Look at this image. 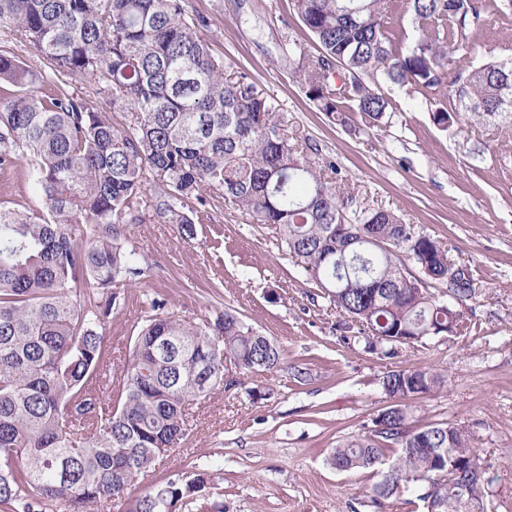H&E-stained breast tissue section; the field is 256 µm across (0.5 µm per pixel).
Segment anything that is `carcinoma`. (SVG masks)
Here are the masks:
<instances>
[{"instance_id":"1","label":"carcinoma","mask_w":512,"mask_h":512,"mask_svg":"<svg viewBox=\"0 0 512 512\" xmlns=\"http://www.w3.org/2000/svg\"><path fill=\"white\" fill-rule=\"evenodd\" d=\"M416 35L389 26V0H292L316 52L285 36L292 78L324 114L373 129L401 111L390 86L437 104L447 129L466 117L512 128V59H484L482 12L512 0H406ZM6 25L49 64L39 78L0 54V82L19 93L0 105V171L24 166L43 197L39 213L0 206V512H104L135 478L190 433L186 409L224 387V357L242 374L281 366L280 346L226 312L176 319L154 299L117 380H101L103 327L117 285L148 276L127 225L146 218L196 235L189 204L227 201L274 230L293 264L357 324L383 355L400 338L458 329L471 278L448 281V251L395 211L361 201L335 161L293 126L280 102L214 56L198 34L207 18L186 0H0ZM90 76L135 118L117 125L66 90ZM48 85L40 92L33 85ZM154 195L145 201L143 187ZM444 375L404 367L382 379L396 402L393 430H370L335 448L338 470L384 465L376 507L417 484L436 512H487L484 482L436 476L434 458L397 427L425 431L436 448L480 460L466 426L420 423L413 403ZM205 471L186 472L134 499L128 512H224L204 493Z\"/></svg>"}]
</instances>
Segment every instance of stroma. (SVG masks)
Segmentation results:
<instances>
[{"mask_svg": "<svg viewBox=\"0 0 512 512\" xmlns=\"http://www.w3.org/2000/svg\"><path fill=\"white\" fill-rule=\"evenodd\" d=\"M186 5L208 18L200 35L212 53L283 103L369 202L438 240L467 270L476 295L461 308L460 331L385 357L355 338L350 319L320 298L271 231L231 203L198 210L191 241L173 224L128 225L151 271L120 287L123 302L105 325L104 363L113 374L123 370L155 298L178 319L232 312L284 354L280 368L249 374L245 385L192 405L189 438L140 475L130 496L203 469L223 495L224 512H424L413 492L376 507L379 473L328 462L386 407L383 377L416 366L447 378L417 402V418L465 424L485 470L487 512H512V132L467 122L441 130L421 95L398 88L390 96L402 110L387 126L358 132L330 122L293 81V64L281 53L284 36L310 39L291 0ZM477 42L485 55L511 58L512 14L483 13Z\"/></svg>", "mask_w": 512, "mask_h": 512, "instance_id": "obj_1", "label": "stroma"}]
</instances>
